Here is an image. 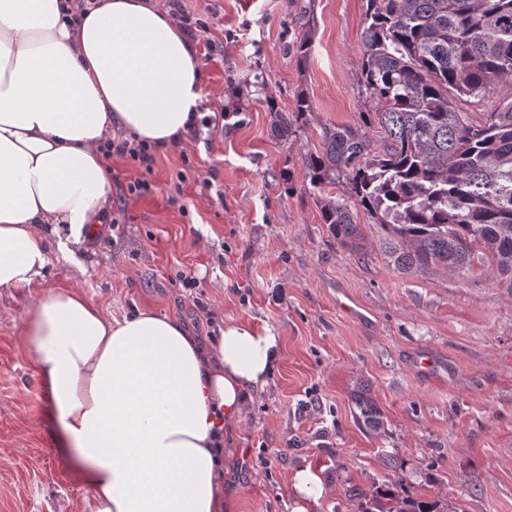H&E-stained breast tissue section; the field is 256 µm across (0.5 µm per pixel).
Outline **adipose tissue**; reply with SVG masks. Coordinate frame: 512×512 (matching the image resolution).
<instances>
[{"mask_svg":"<svg viewBox=\"0 0 512 512\" xmlns=\"http://www.w3.org/2000/svg\"><path fill=\"white\" fill-rule=\"evenodd\" d=\"M204 99L195 42L152 0H0V291L36 287L58 247L110 209L99 149L119 127L182 140ZM20 333L90 512H224L222 427L280 357L271 333L230 323L203 355L174 320H116L80 292L41 293Z\"/></svg>","mask_w":512,"mask_h":512,"instance_id":"adipose-tissue-1","label":"adipose tissue"}]
</instances>
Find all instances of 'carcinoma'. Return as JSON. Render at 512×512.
<instances>
[{
  "label": "carcinoma",
  "mask_w": 512,
  "mask_h": 512,
  "mask_svg": "<svg viewBox=\"0 0 512 512\" xmlns=\"http://www.w3.org/2000/svg\"><path fill=\"white\" fill-rule=\"evenodd\" d=\"M360 87L376 104L384 148L351 127H325L306 159L323 223L361 249L362 208L386 231L394 269L470 270L476 256L512 279V0H367ZM509 87L479 124L458 103L477 105ZM344 184L341 195L325 188ZM365 428L383 426L369 391L354 397ZM399 473L364 494L362 512H459L446 500L406 491Z\"/></svg>",
  "instance_id": "cac0c4a2"
}]
</instances>
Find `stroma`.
<instances>
[{
    "label": "stroma",
    "mask_w": 512,
    "mask_h": 512,
    "mask_svg": "<svg viewBox=\"0 0 512 512\" xmlns=\"http://www.w3.org/2000/svg\"><path fill=\"white\" fill-rule=\"evenodd\" d=\"M205 91L223 116L209 139L155 149L151 168L111 158L109 213L76 260L50 249L40 288L0 293V512H90L89 494L59 446L48 396L20 324L41 292L82 291L122 318L151 310L213 346L214 326L240 323L278 337L281 357L224 426L227 512H292L293 473L321 472L308 512H359L361 495L396 470L416 497L461 512H512V286L474 261L466 273L396 272L380 225L355 219L364 247L341 246L321 220L305 168L324 127L365 130L374 105L359 86L366 0H182ZM314 15L306 29L301 7ZM311 32L307 56L293 42ZM311 110L278 136L274 111ZM211 178V190L198 181ZM149 189L119 203L135 179ZM199 286L182 287L178 275ZM348 296L355 314L337 297ZM434 356L432 375L415 357ZM368 389L383 416L354 413ZM354 405L358 410V418L365 428L376 431L383 426L381 411L370 395L369 390L358 393L354 397Z\"/></svg>",
    "instance_id": "35a3bbf8"
}]
</instances>
